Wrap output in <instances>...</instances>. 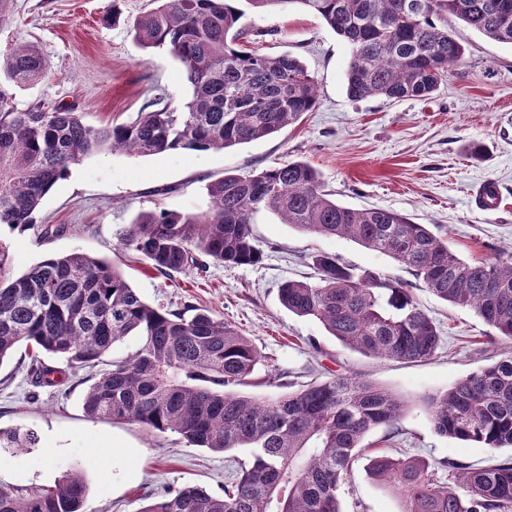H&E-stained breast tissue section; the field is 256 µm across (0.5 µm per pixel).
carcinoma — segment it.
<instances>
[{
  "mask_svg": "<svg viewBox=\"0 0 512 512\" xmlns=\"http://www.w3.org/2000/svg\"><path fill=\"white\" fill-rule=\"evenodd\" d=\"M236 0H152L137 17L135 40L167 48L183 64L192 96L162 104L130 121H84L66 105L16 109L4 85L41 80L45 59L33 45L0 52V225L35 223L42 199L69 165L104 150L151 156L179 149L223 150L296 124L317 104L313 77L296 57L251 49L268 31L241 24ZM264 13L299 4L348 43L347 96L426 98L464 55L448 30L453 16L481 34L512 45V0H243ZM209 208L141 212L119 246L173 276L205 267L259 262L251 224L266 210L284 224L318 236L349 238L410 268L438 298L475 312L512 340V248L492 260L465 261L426 224L380 208L343 206L324 191L319 172L300 160L248 175L229 173L207 185ZM317 280H288L280 302L317 319L343 346L394 360H425L441 337L434 320L401 283L312 256ZM128 336L137 348L94 378L84 398L91 417L127 419L149 433H176L188 444L224 452L246 448L250 462L216 496L198 486L167 488L137 512H340L337 493L370 430L391 427L407 403L352 377L313 382L274 399L241 394L260 360L237 327L188 303L155 307L103 259L73 252L50 256L25 274L0 280V364L26 345L40 387L62 385L67 373L44 363L51 354L70 373L93 368ZM422 405L435 431L484 448H512V349ZM37 441L32 430L0 431L9 448ZM454 484L441 486L423 459L383 450L368 472L401 497V512H512V460L474 468L449 462ZM87 485L68 474L53 489L0 488V512H85Z\"/></svg>",
  "mask_w": 512,
  "mask_h": 512,
  "instance_id": "cac0c4a2",
  "label": "carcinoma"
}]
</instances>
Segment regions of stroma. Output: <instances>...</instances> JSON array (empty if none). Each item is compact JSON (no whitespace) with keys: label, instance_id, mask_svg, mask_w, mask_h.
Instances as JSON below:
<instances>
[{"label":"stroma","instance_id":"1","mask_svg":"<svg viewBox=\"0 0 512 512\" xmlns=\"http://www.w3.org/2000/svg\"><path fill=\"white\" fill-rule=\"evenodd\" d=\"M15 0L0 22V49L37 47L47 72L36 85L14 88L12 103L72 106L85 121L124 122L143 104L164 97L179 106L191 96L182 64L165 49H143L129 31L148 0ZM250 25L273 30L256 51L299 58L317 83L316 107L271 136L224 150H176L153 156L100 152L70 165L28 227L0 225L8 247L5 271L18 277L53 255L83 252L118 269L149 304L177 308L192 301L236 325L260 353L242 391L273 399L312 381L353 375L409 403L395 427L370 431L369 453L434 463L433 477L451 484L448 462L490 465L512 457L437 434L422 396L451 387L512 347L474 311L438 299L392 257L340 237L313 236L268 212L252 224L263 252L255 265L210 264L174 277L160 275L142 257L122 250L119 234L139 212L165 208L207 210L205 186L224 173L246 174L291 159L318 170L325 191L339 204L381 208L430 225L466 260L488 259L512 245V46L491 40L457 19L448 27L465 47L463 62L423 99H350L345 90L349 45L317 15L292 5L250 13ZM482 146L473 156V146ZM495 182L500 205L492 213L473 203L484 182ZM338 255L355 266L405 283L437 324L441 345L423 361H395L343 347L315 319L299 317L280 302L287 280L314 276L311 257ZM89 386L81 376L48 388L32 382L21 354L0 364V430L31 429L32 448L0 447V486L37 490L58 485L71 472L87 484V512H137L148 494L198 485L223 495L248 451L214 453L173 433L154 435L127 420L89 417ZM341 512H401L398 493L378 485L355 463L338 491Z\"/></svg>","mask_w":512,"mask_h":512}]
</instances>
